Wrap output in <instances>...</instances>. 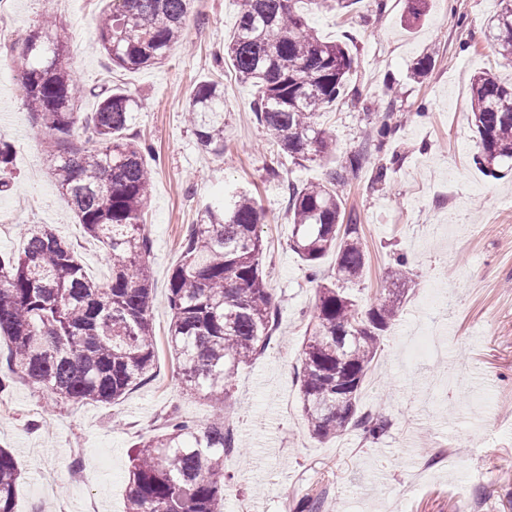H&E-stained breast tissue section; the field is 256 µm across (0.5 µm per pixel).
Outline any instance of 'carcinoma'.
<instances>
[{
    "label": "carcinoma",
    "instance_id": "obj_1",
    "mask_svg": "<svg viewBox=\"0 0 512 512\" xmlns=\"http://www.w3.org/2000/svg\"><path fill=\"white\" fill-rule=\"evenodd\" d=\"M344 10L357 3L380 14L384 0H242L224 58L255 87L253 112L278 152L295 160L324 158L336 142L323 128V111L344 93L353 59L346 48L321 40L297 4ZM193 0H110L100 15L99 42L113 65L137 70L165 59L181 42ZM492 20L497 54L512 66V0H500ZM43 22L18 60L24 103L40 126L57 190L74 207L84 233L103 244L112 277L90 278L46 224L27 230L17 252L0 253V338L10 345L11 370L72 404L122 399L151 375L157 340L152 283L146 265L150 239L145 206L151 171L143 147L126 134L134 100L105 90L92 112L77 111L81 91L64 62L67 42ZM471 121L479 137L475 161L494 175L512 171V85L478 75L471 87ZM188 119L201 148L224 153V86L204 81L192 91ZM398 116L376 114L371 142L382 147ZM80 137L83 146L73 145ZM366 164L352 153L323 183L288 186L290 247L309 278H322L321 260L333 252V281L313 307L301 357L302 410L310 435L328 440L350 428L377 437L386 422L358 414L359 396L380 340L395 321L399 292L367 307L346 285L363 277L367 252L360 225L345 214L336 185ZM264 210L246 191H224L203 204L188 227L182 258L167 288L172 314L167 343L181 384L218 402L235 370L266 346L276 322L264 245ZM236 439L217 413L207 422L171 419L136 446L128 476L127 512H224L230 476L224 456ZM21 479L12 452L0 448V512H14Z\"/></svg>",
    "mask_w": 512,
    "mask_h": 512
}]
</instances>
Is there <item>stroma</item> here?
Here are the masks:
<instances>
[{
  "label": "stroma",
  "instance_id": "obj_1",
  "mask_svg": "<svg viewBox=\"0 0 512 512\" xmlns=\"http://www.w3.org/2000/svg\"><path fill=\"white\" fill-rule=\"evenodd\" d=\"M107 0H0V60L10 62L44 14L66 37V60L93 111L107 86L131 95L129 132L150 144L153 186L145 218L152 242V320L159 342L149 380L110 405H73L14 378L0 393V446L21 470L14 512H126V484L139 437L170 412L206 421L223 410L241 446L224 459L232 481L224 512H297L312 498L337 512H512V175L479 169L471 123V84L481 72L512 83L489 36L500 0H428L408 23L407 0H386L382 15L304 5L316 34L344 42L353 56L344 94L321 122L336 142L329 160L278 155L252 112L253 89L224 63L237 0H194L182 44L159 65L113 66L97 19ZM424 55L426 75L412 73ZM16 69L0 72V139L13 147L9 191L0 193V251L18 249L33 224L54 225L99 280L111 274L101 243L84 235L55 189L50 161L31 120ZM224 84V152L198 145L184 120L203 81ZM401 118L378 149L364 131L376 112ZM351 152L367 155L338 186L356 217L367 272L350 292L360 306L391 287L397 254L409 260L400 315L384 337L358 401L362 414L390 423L377 440L357 429L317 441L300 399L299 354L318 292L291 249L287 184L323 181ZM387 176L374 182V169ZM251 193L262 206L263 265L278 319L264 352L240 365L225 405L186 392L166 344L167 282L203 202L224 190ZM435 464L422 479L420 454Z\"/></svg>",
  "mask_w": 512,
  "mask_h": 512
}]
</instances>
